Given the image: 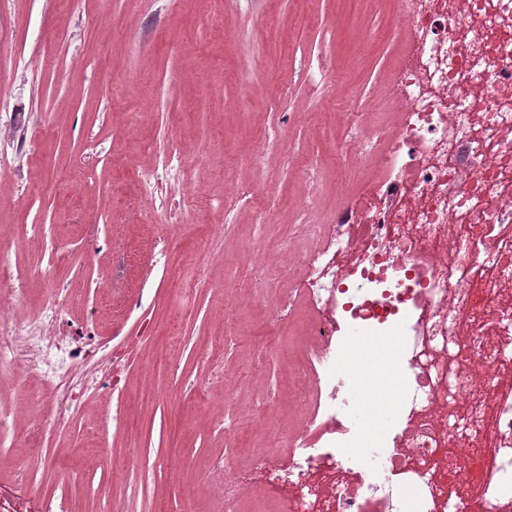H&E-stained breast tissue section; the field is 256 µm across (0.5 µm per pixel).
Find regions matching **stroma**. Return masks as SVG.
<instances>
[{"instance_id":"35a3bbf8","label":"stroma","mask_w":512,"mask_h":512,"mask_svg":"<svg viewBox=\"0 0 512 512\" xmlns=\"http://www.w3.org/2000/svg\"><path fill=\"white\" fill-rule=\"evenodd\" d=\"M0 0V239L23 274L24 318L60 288L70 324L120 357L88 376L67 424L39 421L50 392L33 376L0 391L13 423L41 442L0 469L19 496L65 497L70 512H222L226 378L237 412L288 376V323L267 291L236 307L243 247L288 264L296 154L326 161L398 53L391 0ZM295 113L293 124L285 113ZM256 189L225 217L232 185ZM67 242L66 256L56 253ZM55 267L54 281L43 278Z\"/></svg>"}]
</instances>
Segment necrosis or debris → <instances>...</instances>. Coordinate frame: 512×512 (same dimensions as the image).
Returning a JSON list of instances; mask_svg holds the SVG:
<instances>
[{"label":"necrosis or debris","instance_id":"necrosis-or-debris-1","mask_svg":"<svg viewBox=\"0 0 512 512\" xmlns=\"http://www.w3.org/2000/svg\"><path fill=\"white\" fill-rule=\"evenodd\" d=\"M387 38L404 50L372 123L336 152L362 196L314 215L318 166L289 243L300 277L270 319L310 311L293 383L288 455L269 448L225 475L224 512L251 485L272 491L250 512H512V0H395ZM0 242V387L55 373L43 421L72 417L88 363L84 330L61 332L59 292L27 319L20 274ZM379 371L399 369L398 407L358 425L370 393L354 384L364 343Z\"/></svg>","mask_w":512,"mask_h":512}]
</instances>
